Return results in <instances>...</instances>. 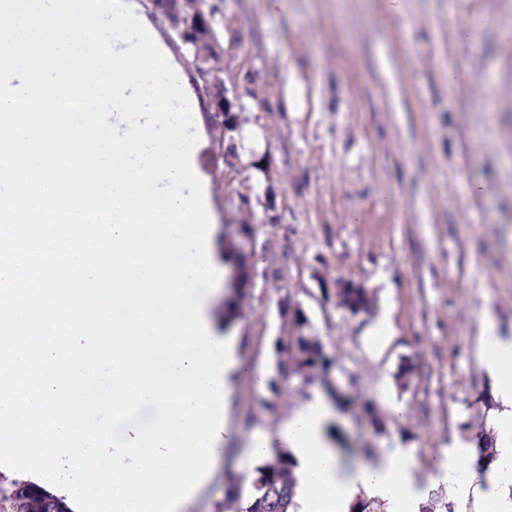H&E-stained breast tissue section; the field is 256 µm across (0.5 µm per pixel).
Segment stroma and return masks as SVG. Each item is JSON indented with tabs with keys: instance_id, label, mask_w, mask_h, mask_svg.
<instances>
[{
	"instance_id": "obj_1",
	"label": "stroma",
	"mask_w": 512,
	"mask_h": 512,
	"mask_svg": "<svg viewBox=\"0 0 512 512\" xmlns=\"http://www.w3.org/2000/svg\"><path fill=\"white\" fill-rule=\"evenodd\" d=\"M206 4L226 29L224 75L248 91L243 126L259 130L277 192L234 324L241 360L275 385L236 377L228 451L190 512H216L226 471L252 480L254 436L314 390L349 403L343 464L408 448L428 481L453 441L493 431L477 356L484 320L512 336V0H400L395 13L387 0ZM467 20L469 42L457 35ZM294 80L301 112L284 103ZM337 279L367 288L370 312L351 315L324 293ZM288 302L336 357L327 378L285 367L276 343L293 332ZM386 309L392 331L374 335Z\"/></svg>"
}]
</instances>
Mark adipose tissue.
<instances>
[{"mask_svg": "<svg viewBox=\"0 0 512 512\" xmlns=\"http://www.w3.org/2000/svg\"><path fill=\"white\" fill-rule=\"evenodd\" d=\"M478 355L495 382L497 459L488 470H476L471 447L458 445L438 462L436 479L447 483L454 499L474 503L480 512H512V338L499 336L493 324H486ZM335 417L327 395L312 392L276 432L259 435L250 454L263 456L275 441L287 445L297 463L299 512H349L364 496L383 502L386 512H419L425 492L418 483L415 457L393 448L343 467L327 436Z\"/></svg>", "mask_w": 512, "mask_h": 512, "instance_id": "adipose-tissue-1", "label": "adipose tissue"}]
</instances>
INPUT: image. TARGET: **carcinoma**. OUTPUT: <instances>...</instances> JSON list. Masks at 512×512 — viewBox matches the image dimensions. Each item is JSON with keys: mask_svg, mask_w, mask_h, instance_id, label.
<instances>
[{"mask_svg": "<svg viewBox=\"0 0 512 512\" xmlns=\"http://www.w3.org/2000/svg\"><path fill=\"white\" fill-rule=\"evenodd\" d=\"M370 298L367 289L359 288L343 300V307L353 315L369 309ZM289 342L297 344L299 355L294 359L295 374L309 381L314 376L326 374L336 367V359L325 354L322 345L314 336H292ZM477 468H488L496 460L494 438L482 434L477 438ZM255 478L260 487L251 488L246 497L245 512H296L295 498L298 494V479L295 463L286 448L269 451L262 463L255 469Z\"/></svg>", "mask_w": 512, "mask_h": 512, "instance_id": "1", "label": "carcinoma"}]
</instances>
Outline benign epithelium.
<instances>
[{
    "mask_svg": "<svg viewBox=\"0 0 512 512\" xmlns=\"http://www.w3.org/2000/svg\"><path fill=\"white\" fill-rule=\"evenodd\" d=\"M203 5L204 0H163L157 14L174 37L188 48L195 69L204 79L209 126L213 133V173L226 188L224 204L237 214L233 230L224 236V246L234 250L230 288L233 292L240 288L248 291L259 276L255 262L259 247L254 234L256 208H262L266 216L274 209V178L271 169L262 170L265 185L262 192L252 197L237 194L232 189L234 183L250 179L249 168L256 167L257 162L248 167L239 160L237 137L242 131L243 93L236 83L225 81L223 66L214 65V57L223 56L224 50L213 27L211 13L205 11Z\"/></svg>",
    "mask_w": 512,
    "mask_h": 512,
    "instance_id": "1",
    "label": "benign epithelium"
}]
</instances>
